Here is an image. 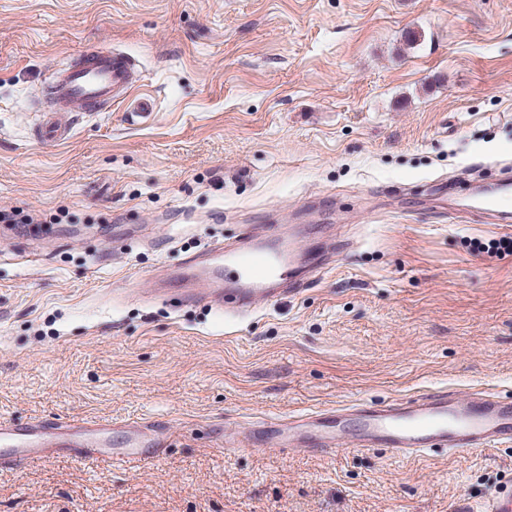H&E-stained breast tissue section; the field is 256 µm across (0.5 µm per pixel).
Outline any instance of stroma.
Wrapping results in <instances>:
<instances>
[{"instance_id": "stroma-1", "label": "stroma", "mask_w": 512, "mask_h": 512, "mask_svg": "<svg viewBox=\"0 0 512 512\" xmlns=\"http://www.w3.org/2000/svg\"><path fill=\"white\" fill-rule=\"evenodd\" d=\"M114 47L130 103L34 127L54 66ZM512 175V0H0V418L158 425L130 467L0 460V512H485L512 444L326 453L224 424L437 390L512 397V259L475 188ZM334 270L251 313L173 277L254 226Z\"/></svg>"}]
</instances>
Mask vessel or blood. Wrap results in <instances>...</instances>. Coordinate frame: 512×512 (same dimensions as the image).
Listing matches in <instances>:
<instances>
[{"mask_svg": "<svg viewBox=\"0 0 512 512\" xmlns=\"http://www.w3.org/2000/svg\"><path fill=\"white\" fill-rule=\"evenodd\" d=\"M139 81V68L128 54L94 50L80 61L51 70L52 106L43 110L39 137L49 143L67 140L60 116L66 112H100L111 107L115 98L132 92ZM325 253L302 255L285 239L270 231L250 237L247 245H216L202 257L191 258L181 276L183 285L204 279L211 289L207 303L223 307L225 296H233L239 311H249L256 301H278L285 293H299L304 280L301 270H325ZM112 427L108 420H70L59 425L56 440H77L78 454L95 457L103 445L91 441V434ZM279 441H297L322 450L386 448L401 457H410L439 446L465 453L512 442V398L475 392L461 398L441 389L407 401L378 406L359 404L336 406L306 414L288 428L277 431ZM0 442L13 448V458L21 462L31 457L33 448L42 446L44 434L38 426L19 430L0 421ZM156 437H138L127 448L113 452L114 460L137 466L144 461L145 449L156 447Z\"/></svg>", "mask_w": 512, "mask_h": 512, "instance_id": "obj_1", "label": "vessel or blood"}]
</instances>
